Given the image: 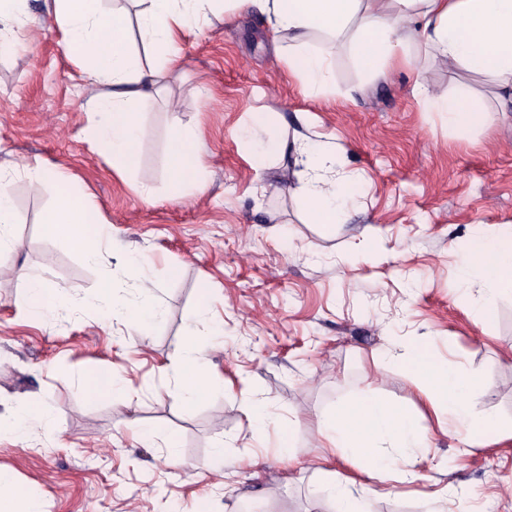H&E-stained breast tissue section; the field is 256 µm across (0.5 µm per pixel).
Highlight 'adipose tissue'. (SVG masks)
<instances>
[{
    "label": "adipose tissue",
    "mask_w": 512,
    "mask_h": 512,
    "mask_svg": "<svg viewBox=\"0 0 512 512\" xmlns=\"http://www.w3.org/2000/svg\"><path fill=\"white\" fill-rule=\"evenodd\" d=\"M140 26L150 47L159 56L158 67H144L129 43L131 20L126 12L108 8L103 0H44L79 68L80 76L94 84L108 85V93L91 103L95 119L89 128L93 144L109 149L112 168L124 175L135 165L145 133L140 102L159 91L161 74L179 72L183 66L178 44L186 31L217 6L218 0H139ZM239 6L256 8L270 27L291 34L285 52L288 66L300 77L301 91L319 95L332 83L324 48L311 47L309 35L319 32L343 37L354 62L377 72L387 66L407 65L414 48L433 49L451 67L512 81V0H237ZM415 90L428 111L440 113L449 127L469 132L488 125L492 114L468 97H441L430 93L424 79ZM304 184L301 188L307 215L315 224H337L345 216L346 192L328 176L334 157L305 143ZM167 154L174 181L181 191L203 189L201 146L194 129L184 128L168 141ZM35 182L50 181L60 191L44 224L49 238H68L83 258L97 263L110 241L109 226L98 201L72 190L69 175L57 169L36 167ZM463 268L479 266L489 298L477 310L481 320L493 316L491 298L512 291V232L493 243H480L463 255ZM126 270L137 297L117 298L119 285L107 279L101 285V304L107 318L123 317L132 324L151 327L162 312L153 296L155 281L135 256L126 259ZM31 315L50 324L64 309L67 285L47 292L40 281L27 282ZM193 342L180 351L177 384L186 403L210 390L213 380L197 357ZM405 360L416 380L418 395L431 411L442 434L484 448L512 440V422L476 413L472 407L473 379L461 365H440L426 350L416 348ZM320 445L347 462L367 463L371 478L383 484L405 481L407 472L396 460L417 463L428 446L419 418L390 399L369 393L342 403L319 431Z\"/></svg>",
    "instance_id": "ef3b65f1"
}]
</instances>
